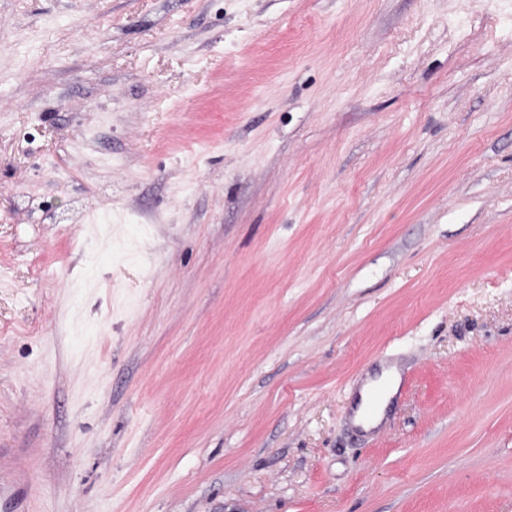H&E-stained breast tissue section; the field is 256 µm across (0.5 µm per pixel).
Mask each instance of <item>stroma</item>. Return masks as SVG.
I'll return each mask as SVG.
<instances>
[{
	"mask_svg": "<svg viewBox=\"0 0 512 512\" xmlns=\"http://www.w3.org/2000/svg\"><path fill=\"white\" fill-rule=\"evenodd\" d=\"M0 512H512V0H0Z\"/></svg>",
	"mask_w": 512,
	"mask_h": 512,
	"instance_id": "1",
	"label": "stroma"
}]
</instances>
